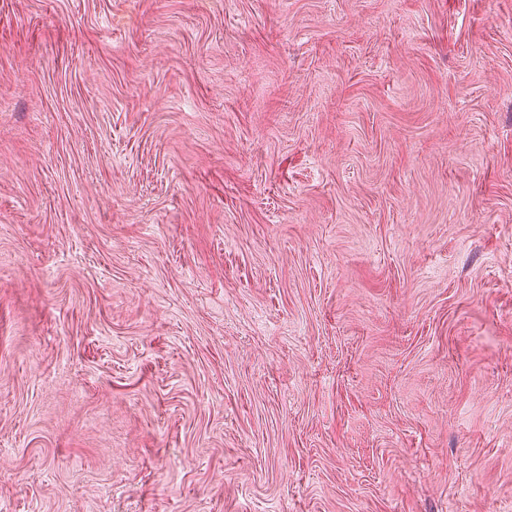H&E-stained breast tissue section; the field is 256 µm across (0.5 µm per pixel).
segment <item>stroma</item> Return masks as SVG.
I'll list each match as a JSON object with an SVG mask.
<instances>
[{
	"label": "stroma",
	"instance_id": "35a3bbf8",
	"mask_svg": "<svg viewBox=\"0 0 512 512\" xmlns=\"http://www.w3.org/2000/svg\"><path fill=\"white\" fill-rule=\"evenodd\" d=\"M0 512H512V0H0Z\"/></svg>",
	"mask_w": 512,
	"mask_h": 512
}]
</instances>
